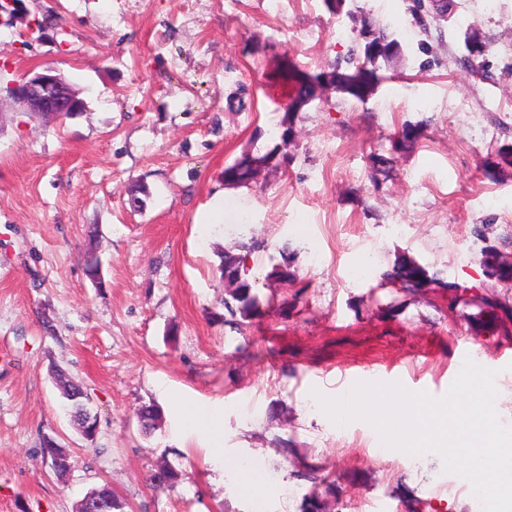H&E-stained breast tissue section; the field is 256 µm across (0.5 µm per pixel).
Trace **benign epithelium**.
Segmentation results:
<instances>
[{
    "mask_svg": "<svg viewBox=\"0 0 512 512\" xmlns=\"http://www.w3.org/2000/svg\"><path fill=\"white\" fill-rule=\"evenodd\" d=\"M8 95L24 111L42 117L49 114L57 119L73 118L85 108L79 92L50 70L27 73L8 82Z\"/></svg>",
    "mask_w": 512,
    "mask_h": 512,
    "instance_id": "obj_1",
    "label": "benign epithelium"
}]
</instances>
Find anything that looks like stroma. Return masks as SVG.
I'll return each instance as SVG.
<instances>
[{"instance_id":"35a3bbf8","label":"stroma","mask_w":512,"mask_h":512,"mask_svg":"<svg viewBox=\"0 0 512 512\" xmlns=\"http://www.w3.org/2000/svg\"><path fill=\"white\" fill-rule=\"evenodd\" d=\"M52 15L45 32L33 19ZM402 51L363 97L328 82L362 15ZM485 48L489 77L466 61ZM323 76L297 111L287 159L249 183L227 165L280 140L281 70ZM51 68L86 102L43 122L5 98L7 81ZM512 0H19L0 16V512H74L110 484L124 512H300L334 479L328 512H471L441 457L383 452L362 419L321 398L392 368L407 390L444 395L470 345L496 369L512 422V298L485 263L512 254ZM418 128L405 145L404 128ZM138 183L145 207L125 201ZM106 282L86 276L88 225ZM259 241L248 279L257 317L225 321L219 254ZM429 277L399 292V258ZM287 266L288 281L269 277ZM53 331H46L45 322ZM80 381L99 416L86 444L52 378ZM163 422L145 431L141 405ZM219 415L211 439L198 415ZM52 436L72 455L58 481L38 458ZM253 459L262 496L240 495L212 450ZM184 472L155 489L160 464Z\"/></svg>"}]
</instances>
